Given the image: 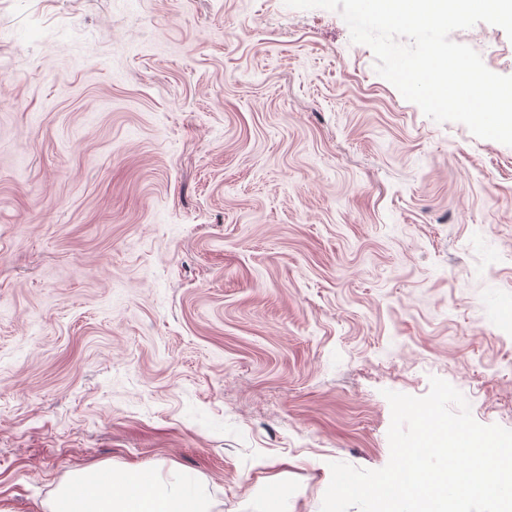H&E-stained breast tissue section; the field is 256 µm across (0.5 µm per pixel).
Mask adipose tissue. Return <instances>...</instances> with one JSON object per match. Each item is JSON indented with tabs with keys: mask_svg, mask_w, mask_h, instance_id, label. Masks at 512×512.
Instances as JSON below:
<instances>
[{
	"mask_svg": "<svg viewBox=\"0 0 512 512\" xmlns=\"http://www.w3.org/2000/svg\"><path fill=\"white\" fill-rule=\"evenodd\" d=\"M112 480L104 490L88 480L89 470L69 471L45 504L44 512H213L214 502L206 487L186 493L181 480L163 479L159 473L136 468L114 469L99 464Z\"/></svg>",
	"mask_w": 512,
	"mask_h": 512,
	"instance_id": "ef3b65f1",
	"label": "adipose tissue"
}]
</instances>
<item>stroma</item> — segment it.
Returning a JSON list of instances; mask_svg holds the SVG:
<instances>
[{"label":"stroma","mask_w":512,"mask_h":512,"mask_svg":"<svg viewBox=\"0 0 512 512\" xmlns=\"http://www.w3.org/2000/svg\"><path fill=\"white\" fill-rule=\"evenodd\" d=\"M374 65L284 0H0V512L105 461L321 512L434 377L512 429V146Z\"/></svg>","instance_id":"35a3bbf8"}]
</instances>
